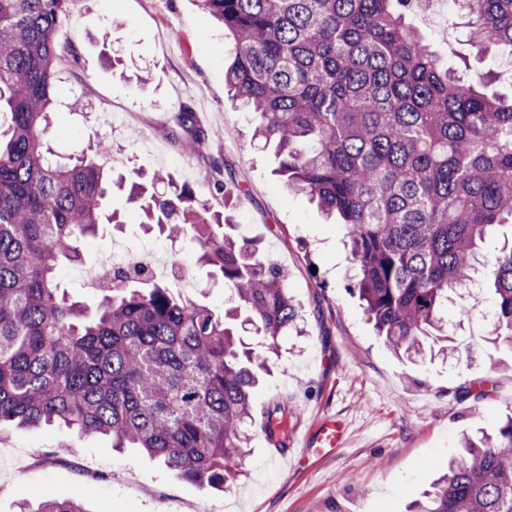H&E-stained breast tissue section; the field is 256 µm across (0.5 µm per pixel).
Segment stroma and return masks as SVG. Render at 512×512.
<instances>
[{"mask_svg": "<svg viewBox=\"0 0 512 512\" xmlns=\"http://www.w3.org/2000/svg\"><path fill=\"white\" fill-rule=\"evenodd\" d=\"M442 65L481 76L488 94L512 95V54L481 51L472 18L455 0H419L408 17ZM56 40L65 54L56 90L53 151L68 158L89 138H106L114 176L172 174L203 201L206 172L220 162L241 188L223 209L240 233L288 275L304 335L286 336L253 396L246 476L226 490L184 480L132 448L113 450L102 435L68 429L0 427V512L38 507L44 490L81 502L86 512H406L449 461L462 433L491 429L512 414V348L487 340L488 323L461 321L456 350L410 361L391 353L352 289V261L336 225L276 176L271 149L253 144L252 117L224 87L232 44L196 0H72ZM189 107L204 133L223 134L221 157L178 126ZM163 239L139 224H103L81 244L82 266L99 271L113 249L139 257ZM187 298L223 311L228 294L196 245L176 246ZM290 408L288 442L265 432L274 403ZM332 415L344 422L340 447L310 448L305 462L283 469L300 433Z\"/></svg>", "mask_w": 512, "mask_h": 512, "instance_id": "35a3bbf8", "label": "stroma"}]
</instances>
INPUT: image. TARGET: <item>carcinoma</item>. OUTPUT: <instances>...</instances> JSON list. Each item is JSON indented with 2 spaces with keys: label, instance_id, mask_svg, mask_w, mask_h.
Masks as SVG:
<instances>
[{
  "label": "carcinoma",
  "instance_id": "carcinoma-1",
  "mask_svg": "<svg viewBox=\"0 0 512 512\" xmlns=\"http://www.w3.org/2000/svg\"><path fill=\"white\" fill-rule=\"evenodd\" d=\"M71 0H0V426H63L138 448L185 480L224 489L244 474L252 394L278 339L297 327L286 278L259 244L166 174L126 189L128 214L170 239L190 237L236 306L181 297L138 258L111 268L96 314L60 288L61 262L108 212L111 181L88 154L61 163L47 146L60 82L55 31ZM479 48L512 49V0H461ZM234 42L224 80L252 114L277 173L339 225L353 287L397 355L447 350L448 305L486 307L489 340L512 347V100L442 67L405 22L414 0H198ZM179 126L202 141L194 112ZM212 197L230 190L221 166ZM490 288L470 290L476 265ZM268 411L266 433L282 437ZM464 454L410 512H512V416L466 437ZM34 512H86L51 491Z\"/></svg>",
  "mask_w": 512,
  "mask_h": 512
}]
</instances>
